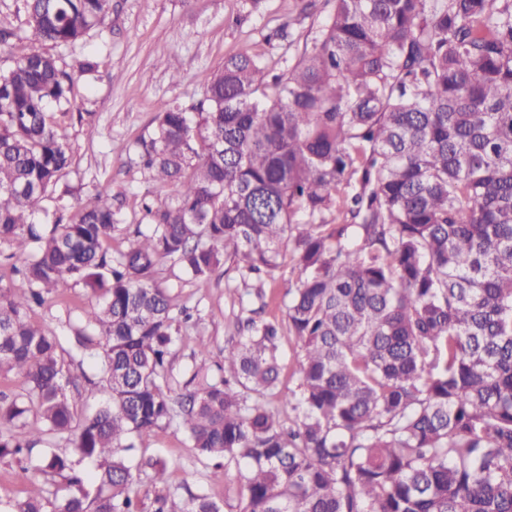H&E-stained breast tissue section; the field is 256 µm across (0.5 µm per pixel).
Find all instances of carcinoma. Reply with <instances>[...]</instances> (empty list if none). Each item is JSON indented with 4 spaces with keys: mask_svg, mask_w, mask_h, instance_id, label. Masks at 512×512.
I'll return each mask as SVG.
<instances>
[{
    "mask_svg": "<svg viewBox=\"0 0 512 512\" xmlns=\"http://www.w3.org/2000/svg\"><path fill=\"white\" fill-rule=\"evenodd\" d=\"M327 22L283 71L244 47L196 106L159 105L143 169L177 188L143 202L147 231L104 247L122 209L99 194L71 219L31 216L72 164L49 105L73 74L34 51L0 73V457L45 452L66 493L10 512H144L117 450L173 422L201 459L235 465L240 512H512V0H325ZM108 0H26L28 26L67 47ZM340 213L344 224L329 217ZM300 272L286 305L301 343L284 425L273 396L281 326L246 320L224 378L179 396V334L159 262L199 288L219 266ZM99 294L78 337L106 397L75 422L62 340L27 319L68 281ZM42 428L17 435L32 408ZM73 436L89 477L54 450ZM152 512H222L205 489L161 491Z\"/></svg>",
    "mask_w": 512,
    "mask_h": 512,
    "instance_id": "carcinoma-1",
    "label": "carcinoma"
}]
</instances>
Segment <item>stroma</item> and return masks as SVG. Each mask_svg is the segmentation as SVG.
Returning a JSON list of instances; mask_svg holds the SVG:
<instances>
[{"instance_id": "35a3bbf8", "label": "stroma", "mask_w": 512, "mask_h": 512, "mask_svg": "<svg viewBox=\"0 0 512 512\" xmlns=\"http://www.w3.org/2000/svg\"><path fill=\"white\" fill-rule=\"evenodd\" d=\"M330 10L324 0L307 15L299 13L295 0H262L255 11L243 6L242 0H110L99 27L74 47L57 51L31 37L24 0H0V30L14 32L16 53H57L74 73L70 103L55 113L68 135L72 165L42 201L35 223H50L53 213L63 207L75 212L77 204L105 192L122 200L124 213L109 246L115 251L127 248L136 227L147 223L143 200L168 201L175 196L172 186L153 180L143 170L136 150L137 141L152 131L158 103L196 104L225 56L245 45L262 53L275 68H284L304 52ZM169 57L178 62L177 76H170L162 64ZM83 60L94 63L93 72L77 73ZM297 277L291 260L283 259L273 278L250 282L249 296L239 301L228 295L229 289L240 285L235 271L216 270L209 287L199 288L171 262H162L155 274L157 283L171 289L176 305L189 307L193 314L172 348L173 393L193 389V377L217 376L220 352L239 340L245 319L285 323L288 289ZM96 301L90 288L76 284L60 295H48L28 317L51 335L71 336ZM202 341L212 351L204 360L193 356ZM136 453L161 459L167 466L160 480L150 471L141 474L137 489L144 501H151L161 489L177 490L184 497L203 488L223 512H239L235 468L220 472L199 459L181 425L155 430L139 442ZM32 467L27 460L0 459V512L9 503L45 490Z\"/></svg>"}]
</instances>
